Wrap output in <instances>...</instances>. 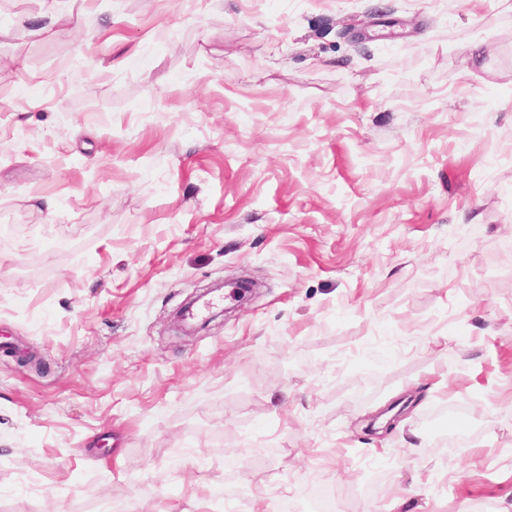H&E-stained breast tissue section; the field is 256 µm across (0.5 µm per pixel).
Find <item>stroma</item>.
I'll return each mask as SVG.
<instances>
[{"label":"stroma","mask_w":512,"mask_h":512,"mask_svg":"<svg viewBox=\"0 0 512 512\" xmlns=\"http://www.w3.org/2000/svg\"><path fill=\"white\" fill-rule=\"evenodd\" d=\"M1 224L0 512L512 506L498 0H0Z\"/></svg>","instance_id":"35a3bbf8"}]
</instances>
